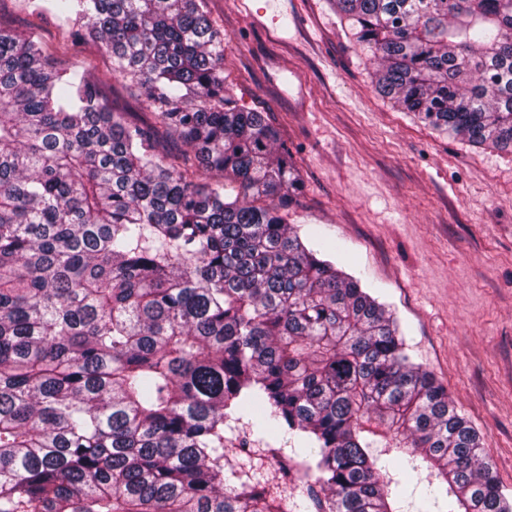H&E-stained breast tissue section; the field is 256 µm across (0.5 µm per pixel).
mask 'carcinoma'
I'll use <instances>...</instances> for the list:
<instances>
[{
  "instance_id": "1",
  "label": "carcinoma",
  "mask_w": 512,
  "mask_h": 512,
  "mask_svg": "<svg viewBox=\"0 0 512 512\" xmlns=\"http://www.w3.org/2000/svg\"><path fill=\"white\" fill-rule=\"evenodd\" d=\"M376 89L512 151V0H334ZM142 90L144 124L0 26V512H288L224 428L298 436L294 512H512L485 443L396 318L285 221L302 181L224 88L205 0H46ZM182 147L165 149L162 136Z\"/></svg>"
}]
</instances>
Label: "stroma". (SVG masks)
<instances>
[{"label":"stroma","mask_w":512,"mask_h":512,"mask_svg":"<svg viewBox=\"0 0 512 512\" xmlns=\"http://www.w3.org/2000/svg\"><path fill=\"white\" fill-rule=\"evenodd\" d=\"M207 0L224 31V75L238 104L268 113L303 190L300 234L338 241V265L388 306L411 361L431 372L485 440L512 501V152L474 149L394 107L373 60L330 0ZM114 105L138 89L96 46L79 47ZM243 418L224 432V465L276 487L300 445Z\"/></svg>","instance_id":"stroma-1"}]
</instances>
